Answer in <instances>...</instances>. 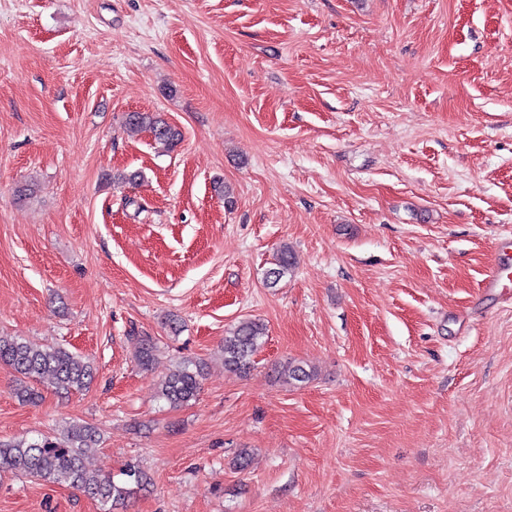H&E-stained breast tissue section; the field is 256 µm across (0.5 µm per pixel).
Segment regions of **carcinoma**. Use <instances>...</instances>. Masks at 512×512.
Listing matches in <instances>:
<instances>
[{
  "label": "carcinoma",
  "mask_w": 512,
  "mask_h": 512,
  "mask_svg": "<svg viewBox=\"0 0 512 512\" xmlns=\"http://www.w3.org/2000/svg\"><path fill=\"white\" fill-rule=\"evenodd\" d=\"M125 126L133 132L148 131L154 141L166 149L177 146L181 132L156 112H130ZM295 265L294 254L280 248L275 267L267 270L265 281L275 286ZM265 326L256 320H243L224 336V368L246 373L252 357L263 344ZM156 346L149 338L140 340L135 354L137 364L148 370L155 358ZM0 365L15 374V396L24 403H35L40 392L34 382L49 381L58 391L69 393L87 388L93 379L90 363L60 346L34 347L19 336H0ZM288 384L310 381L314 369L302 362L290 361L284 369ZM203 365L193 360L180 362L161 379L158 393L169 406L182 407L194 400L201 389ZM98 429L89 423L77 424L62 437L42 435L31 440H0V472L35 478L49 483L67 484L95 499L103 512H114L132 494V486L147 484V475L137 466L124 472L125 480L116 481L109 471H90L84 465L88 448L98 442Z\"/></svg>",
  "instance_id": "carcinoma-1"
}]
</instances>
